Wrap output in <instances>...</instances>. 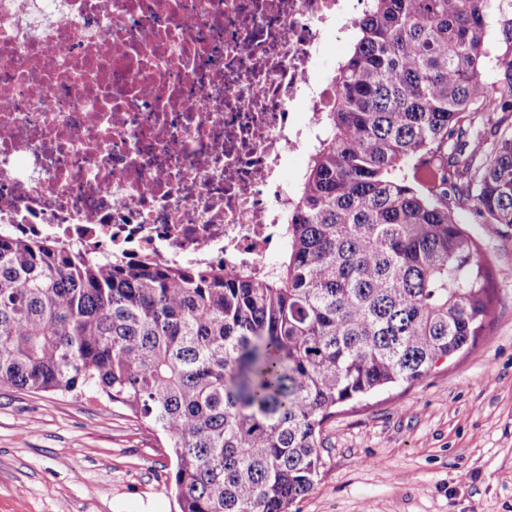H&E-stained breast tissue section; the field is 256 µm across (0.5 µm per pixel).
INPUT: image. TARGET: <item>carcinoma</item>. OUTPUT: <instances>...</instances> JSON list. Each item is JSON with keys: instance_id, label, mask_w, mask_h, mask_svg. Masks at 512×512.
<instances>
[{"instance_id": "1", "label": "carcinoma", "mask_w": 512, "mask_h": 512, "mask_svg": "<svg viewBox=\"0 0 512 512\" xmlns=\"http://www.w3.org/2000/svg\"><path fill=\"white\" fill-rule=\"evenodd\" d=\"M506 8L366 0L261 280L0 235V387L87 393L160 432L180 512H288L336 406L422 378L489 321L457 209L512 225V61L484 80Z\"/></svg>"}]
</instances>
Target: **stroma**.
Wrapping results in <instances>:
<instances>
[{"instance_id":"35a3bbf8","label":"stroma","mask_w":512,"mask_h":512,"mask_svg":"<svg viewBox=\"0 0 512 512\" xmlns=\"http://www.w3.org/2000/svg\"><path fill=\"white\" fill-rule=\"evenodd\" d=\"M461 221L493 304L481 336L413 383L337 408L292 512H512V227ZM164 437L127 410L0 388V512H179Z\"/></svg>"}]
</instances>
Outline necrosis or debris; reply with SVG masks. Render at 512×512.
Instances as JSON below:
<instances>
[{
    "instance_id": "necrosis-or-debris-1",
    "label": "necrosis or debris",
    "mask_w": 512,
    "mask_h": 512,
    "mask_svg": "<svg viewBox=\"0 0 512 512\" xmlns=\"http://www.w3.org/2000/svg\"><path fill=\"white\" fill-rule=\"evenodd\" d=\"M355 0H0V231L249 267Z\"/></svg>"
}]
</instances>
